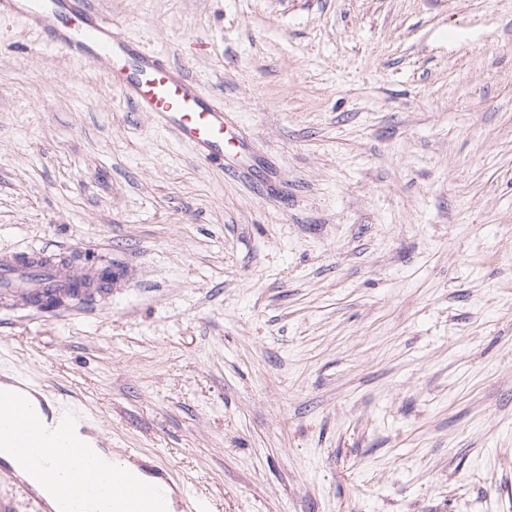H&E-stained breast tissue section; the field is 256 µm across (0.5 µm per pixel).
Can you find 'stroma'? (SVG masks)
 Wrapping results in <instances>:
<instances>
[{"mask_svg": "<svg viewBox=\"0 0 512 512\" xmlns=\"http://www.w3.org/2000/svg\"><path fill=\"white\" fill-rule=\"evenodd\" d=\"M231 112L201 163L0 18V251L128 265L0 374L212 512H512V0H98Z\"/></svg>", "mask_w": 512, "mask_h": 512, "instance_id": "stroma-1", "label": "stroma"}]
</instances>
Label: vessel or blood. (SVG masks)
Segmentation results:
<instances>
[{
  "label": "vessel or blood",
  "mask_w": 512,
  "mask_h": 512,
  "mask_svg": "<svg viewBox=\"0 0 512 512\" xmlns=\"http://www.w3.org/2000/svg\"><path fill=\"white\" fill-rule=\"evenodd\" d=\"M23 19L42 34L49 49L92 63H105L110 83L136 111L148 113L156 126L190 145L205 163H223L224 133L233 122L221 102L201 81L173 64L160 51L145 48L126 36L93 0H0V17ZM103 266L70 270L56 251L30 248L0 252V303L21 305L59 316L95 311L99 300L111 295L116 280H104ZM14 393L0 397V416L13 422L11 444L22 451L31 469L56 478L60 465L81 469L87 451L97 448V433L85 412L72 405L32 403L23 392L24 378L14 381ZM123 461H139L140 451L125 449ZM122 463L102 462L112 476V500L124 503L123 512H165L163 488H171L179 512H207L206 501L175 482L170 467L154 458L140 463L145 481L131 482Z\"/></svg>",
  "instance_id": "1"
}]
</instances>
